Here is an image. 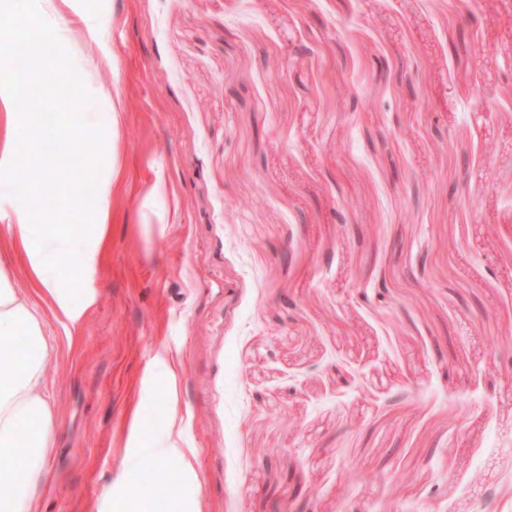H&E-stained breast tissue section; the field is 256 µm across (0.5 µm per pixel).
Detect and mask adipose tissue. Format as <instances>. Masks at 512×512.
Returning <instances> with one entry per match:
<instances>
[{"instance_id":"ef3b65f1","label":"adipose tissue","mask_w":512,"mask_h":512,"mask_svg":"<svg viewBox=\"0 0 512 512\" xmlns=\"http://www.w3.org/2000/svg\"><path fill=\"white\" fill-rule=\"evenodd\" d=\"M70 0H30L24 22L27 67L52 93L59 69L76 67L88 81L111 70L112 56L103 45L109 29L89 16H68ZM0 52V184H8L16 198L9 210L0 209L11 241L22 251L30 280L41 295L52 299L70 321L78 322L74 309L58 285L60 270L81 272L97 264L108 234L112 183L99 190V208L91 222L64 224L60 218L85 205L79 194L63 197L54 220H47L43 189L28 177L29 150L46 140L45 117L26 111L28 85L22 84L9 58ZM22 337L20 354H0V512H35V496L46 473L48 452L55 432V414L48 401L44 362L50 343L44 320L31 297L16 288L12 263L0 256V342Z\"/></svg>"}]
</instances>
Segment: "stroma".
I'll return each mask as SVG.
<instances>
[{"label": "stroma", "instance_id": "1", "mask_svg": "<svg viewBox=\"0 0 512 512\" xmlns=\"http://www.w3.org/2000/svg\"><path fill=\"white\" fill-rule=\"evenodd\" d=\"M71 5L114 68L57 78L70 223L121 174L81 320L37 301L38 512L127 510L136 456L157 512H512V0ZM101 86L108 156L59 125ZM99 94L108 99L109 102V127L105 130L97 124L88 119L89 112L86 111V102L84 99H72L69 102V114L79 120H82L89 128V130L99 139L103 144L104 151H111L112 149V129H118L124 117L123 103L121 97L111 95L109 92H104L103 89L98 90Z\"/></svg>", "mask_w": 512, "mask_h": 512}]
</instances>
